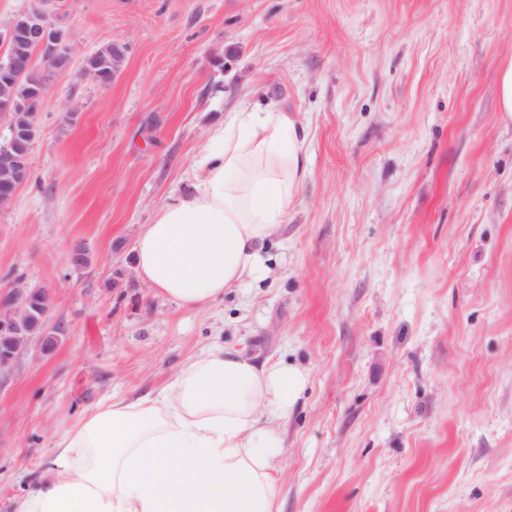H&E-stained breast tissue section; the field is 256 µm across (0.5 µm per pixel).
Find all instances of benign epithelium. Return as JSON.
<instances>
[{"label":"benign epithelium","instance_id":"obj_1","mask_svg":"<svg viewBox=\"0 0 512 512\" xmlns=\"http://www.w3.org/2000/svg\"><path fill=\"white\" fill-rule=\"evenodd\" d=\"M56 0H36V5L25 13L26 21L14 20L6 26V38L17 32L25 35L36 45L41 53V66L45 72L46 83L42 91L33 99L17 101L5 100L8 105L28 108L33 112L39 110L44 97L55 84L69 71L71 58L69 53L61 52L59 44L66 41L65 31L54 20L53 4ZM8 163L13 173L0 182V206L9 204L18 188L29 175L28 156H12ZM35 289L18 285L5 296L4 307L0 309V371L10 367L20 356L36 346L44 354L51 352L57 341V328L49 325L51 307L35 305Z\"/></svg>","mask_w":512,"mask_h":512}]
</instances>
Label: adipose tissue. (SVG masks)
Here are the masks:
<instances>
[{
    "instance_id": "obj_1",
    "label": "adipose tissue",
    "mask_w": 512,
    "mask_h": 512,
    "mask_svg": "<svg viewBox=\"0 0 512 512\" xmlns=\"http://www.w3.org/2000/svg\"><path fill=\"white\" fill-rule=\"evenodd\" d=\"M306 141L274 105L240 107L212 127L187 190L136 240L148 285L196 309L268 278L264 246L299 195ZM307 381L297 367L210 348L169 391L89 408L53 440L49 478L19 495L14 512H279L278 423Z\"/></svg>"
}]
</instances>
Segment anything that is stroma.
Here are the masks:
<instances>
[{"label":"stroma","instance_id":"35a3bbf8","mask_svg":"<svg viewBox=\"0 0 512 512\" xmlns=\"http://www.w3.org/2000/svg\"><path fill=\"white\" fill-rule=\"evenodd\" d=\"M72 67L0 207V295L49 289L62 335L0 372V512L96 403L223 346L304 369L281 512H512V0H59ZM127 47L106 86L85 57ZM308 131L275 270L206 308L134 246L242 101ZM90 264L74 268L75 244ZM498 103L502 120L505 123L512 122V62L500 71Z\"/></svg>","mask_w":512,"mask_h":512}]
</instances>
